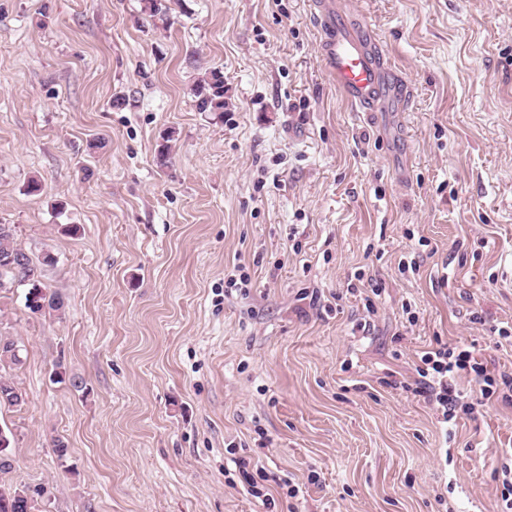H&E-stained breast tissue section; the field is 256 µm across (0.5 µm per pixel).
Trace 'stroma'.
<instances>
[{
	"mask_svg": "<svg viewBox=\"0 0 512 512\" xmlns=\"http://www.w3.org/2000/svg\"><path fill=\"white\" fill-rule=\"evenodd\" d=\"M347 2L410 90L378 112L327 74L314 0H0V224L66 299L0 292V485L40 512H501L512 405L446 424L405 386L439 340L512 373L469 320L512 325V0ZM214 68L220 119L191 94ZM17 342L0 333V405L20 406L22 395L15 386L11 375H2V369L18 365L21 360Z\"/></svg>",
	"mask_w": 512,
	"mask_h": 512,
	"instance_id": "obj_1",
	"label": "stroma"
}]
</instances>
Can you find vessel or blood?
<instances>
[{"mask_svg": "<svg viewBox=\"0 0 512 512\" xmlns=\"http://www.w3.org/2000/svg\"><path fill=\"white\" fill-rule=\"evenodd\" d=\"M316 8L326 71L355 111H377L383 91L374 47L347 21L342 0H318Z\"/></svg>", "mask_w": 512, "mask_h": 512, "instance_id": "b4317fda", "label": "vessel or blood"}]
</instances>
